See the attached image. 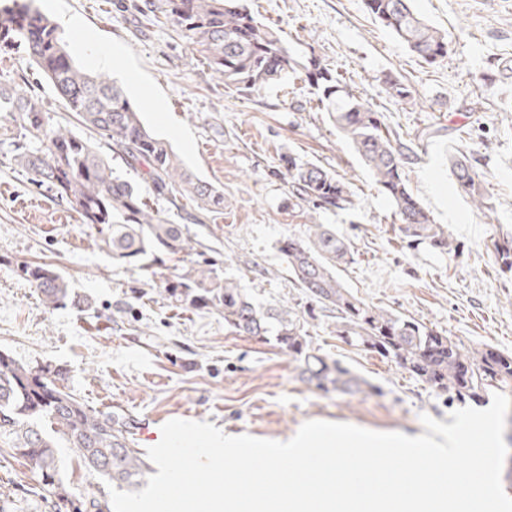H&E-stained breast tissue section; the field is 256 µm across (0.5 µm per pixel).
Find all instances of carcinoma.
Segmentation results:
<instances>
[{"mask_svg": "<svg viewBox=\"0 0 512 512\" xmlns=\"http://www.w3.org/2000/svg\"><path fill=\"white\" fill-rule=\"evenodd\" d=\"M411 0H364L365 7L411 52L429 64L448 56L449 36L415 14ZM142 14L159 13L190 43L194 52L224 80L252 94L301 72L314 86L320 110L351 145L375 188L393 209L399 232L413 246L440 253L456 249L448 230L431 219L409 190L403 168L412 148L383 127L377 112L347 89L339 76L314 60L304 64L278 32L260 23L243 0H142ZM23 49L53 85L70 111L109 140L124 165L141 171L159 194L192 197L200 209L224 205V194L182 167L163 139L142 122L139 110L119 86L78 66L49 17L28 0L0 4V47ZM389 97L403 101L411 92L387 77ZM0 112L17 130L13 159L34 181L75 210L84 224L101 225L102 243L119 260L157 253L178 258L194 250L184 225L172 224L148 208L141 188L114 171L95 143L50 123L43 101L14 88L0 87ZM448 165L477 209L485 207L481 182L465 151L457 147ZM295 206L319 202L345 210L355 206L348 183L315 163L285 161ZM281 253L289 274L308 298L336 312V336L357 349L393 362L439 396L459 403L480 402L492 389L512 395V353L495 347L465 350L451 337L383 307L370 306L344 287L340 267L352 260L347 240L331 224H310L306 239L289 238ZM25 279L50 307L69 296L60 274L45 264L21 265ZM166 292L193 308L224 314L234 333L263 340L274 335L315 388L346 395H368L379 387L310 347L300 318L286 306L260 310L241 281L221 277L210 265L183 268ZM133 424L82 403L64 385L58 369L30 366L0 351V441L16 451L59 499L68 492L60 478L56 448H69L78 465L119 488L135 487L150 465L134 448Z\"/></svg>", "mask_w": 512, "mask_h": 512, "instance_id": "carcinoma-1", "label": "carcinoma"}]
</instances>
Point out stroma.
<instances>
[{"label": "stroma", "instance_id": "stroma-1", "mask_svg": "<svg viewBox=\"0 0 512 512\" xmlns=\"http://www.w3.org/2000/svg\"><path fill=\"white\" fill-rule=\"evenodd\" d=\"M303 58L346 79L349 89L411 146L405 177L414 196L458 244L442 255L403 239L388 200L359 159L318 111L304 79L246 96L225 87L171 24L118 12L115 0H34L58 23L72 56L117 81L143 123L171 143L184 168L224 194L221 209L197 213L150 187L151 208L184 225L194 240L187 261L159 255L142 267L114 259L97 226L59 204L11 159L0 117V350L20 362L60 369L85 404L134 419L135 446L172 419L206 421L225 434L286 441L309 420L381 432L424 434L421 414L448 422L446 403L378 355L337 338L334 312L314 307L290 278L280 243L306 225L330 224L349 241L353 260L343 285L366 304L385 307L452 337L463 348L512 353V271L495 246L512 239V0H412L413 10L450 36L448 56L423 62L367 12L363 0H244ZM76 26H66V19ZM116 52L96 63L88 44ZM409 86L398 101L386 77ZM24 85L43 99L50 121L84 137L80 117L56 96L23 49L0 51V87ZM462 146L490 209H476L447 163ZM313 162L348 182L356 207L288 206L282 160ZM22 262L55 268L88 307L47 306L22 279ZM210 263L250 289L263 309L288 303L306 320L312 345L341 359L380 391L323 393L303 381L275 341L231 332L223 314L169 297L185 263ZM69 502H59L11 449L0 447V512H74L106 484L58 451Z\"/></svg>", "mask_w": 512, "mask_h": 512}]
</instances>
